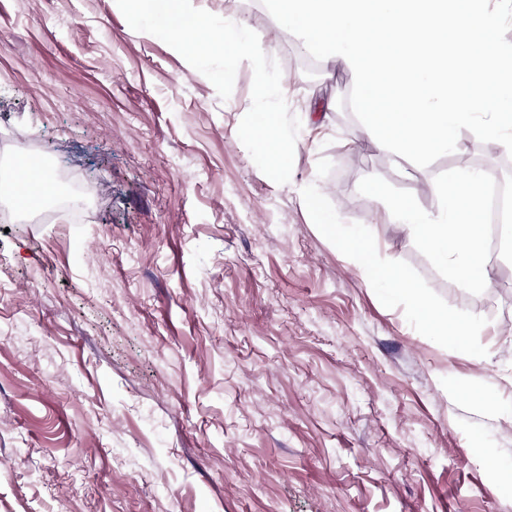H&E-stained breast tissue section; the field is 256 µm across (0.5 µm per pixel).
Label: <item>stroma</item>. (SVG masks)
Instances as JSON below:
<instances>
[{
  "label": "stroma",
  "mask_w": 512,
  "mask_h": 512,
  "mask_svg": "<svg viewBox=\"0 0 512 512\" xmlns=\"http://www.w3.org/2000/svg\"><path fill=\"white\" fill-rule=\"evenodd\" d=\"M192 4L280 64L287 184L238 137L250 63L224 100L116 0H0V137L65 154L102 197L56 181L62 224L0 207V512H512L490 475L512 462V264L491 251L469 294L358 191L373 174L434 213L436 175L506 177L504 153L465 130L429 167L394 164L339 106V61L302 76L261 0ZM389 255L470 336L365 281Z\"/></svg>",
  "instance_id": "stroma-1"
}]
</instances>
